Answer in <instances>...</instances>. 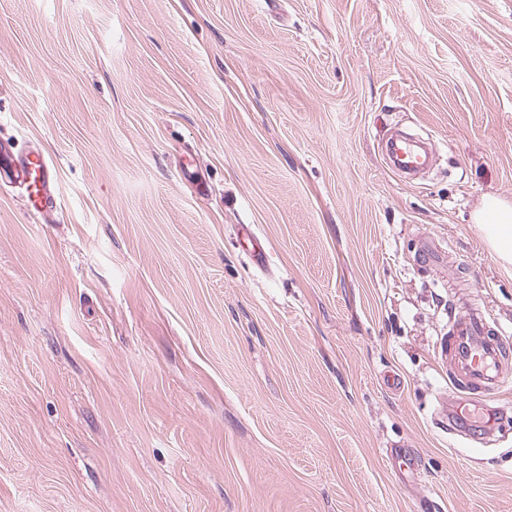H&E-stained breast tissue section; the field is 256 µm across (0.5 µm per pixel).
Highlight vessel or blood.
<instances>
[{
	"label": "vessel or blood",
	"instance_id": "1",
	"mask_svg": "<svg viewBox=\"0 0 512 512\" xmlns=\"http://www.w3.org/2000/svg\"><path fill=\"white\" fill-rule=\"evenodd\" d=\"M387 156L391 168L401 173L414 174L428 164L426 153L409 137L391 139ZM4 177L26 190L31 212L56 210L54 177L42 151L19 154L0 142V179ZM443 353L448 362V383L462 396L461 402L450 409L448 418L464 427L472 439H483L500 426L502 415L482 406L480 398L501 392L506 377L512 375V343L492 328L481 307L463 299L449 317Z\"/></svg>",
	"mask_w": 512,
	"mask_h": 512
}]
</instances>
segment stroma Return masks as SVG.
<instances>
[{"label":"stroma","instance_id":"35a3bbf8","mask_svg":"<svg viewBox=\"0 0 512 512\" xmlns=\"http://www.w3.org/2000/svg\"><path fill=\"white\" fill-rule=\"evenodd\" d=\"M2 140L0 512H512L438 352L512 336V0H0ZM389 165L394 171L414 174L428 165V156L410 137L392 138L387 146ZM5 176L26 190L31 212L43 214L57 209V198L51 189L53 173L42 151L18 154L10 145L0 142V180ZM472 222L484 234L488 248L504 267L512 266V202L487 198L472 215Z\"/></svg>","mask_w":512,"mask_h":512}]
</instances>
